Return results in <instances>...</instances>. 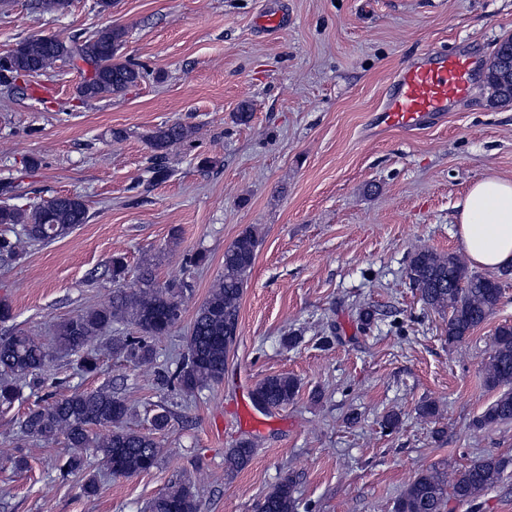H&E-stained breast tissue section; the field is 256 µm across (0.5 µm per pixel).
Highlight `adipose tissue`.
Wrapping results in <instances>:
<instances>
[{
  "label": "adipose tissue",
  "instance_id": "adipose-tissue-1",
  "mask_svg": "<svg viewBox=\"0 0 512 512\" xmlns=\"http://www.w3.org/2000/svg\"><path fill=\"white\" fill-rule=\"evenodd\" d=\"M457 222L470 263L490 270L512 264V181L489 174L474 182Z\"/></svg>",
  "mask_w": 512,
  "mask_h": 512
}]
</instances>
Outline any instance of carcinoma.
Here are the masks:
<instances>
[{
	"instance_id": "cac0c4a2",
	"label": "carcinoma",
	"mask_w": 512,
	"mask_h": 512,
	"mask_svg": "<svg viewBox=\"0 0 512 512\" xmlns=\"http://www.w3.org/2000/svg\"><path fill=\"white\" fill-rule=\"evenodd\" d=\"M125 30L108 25L93 34L46 42L30 35L0 56V87L13 89L23 76L50 77L60 60L82 75L78 93L86 100H103L124 92L146 77L138 64L119 55ZM491 98L512 102V37L494 50L486 72ZM194 131L181 123L161 124L145 135L152 152L151 181L168 179L173 171L167 159L173 149L191 141ZM87 220V207L78 195H59L34 206L0 205L1 226H21L24 238L0 236V252L10 258L22 255V244H48L70 235ZM261 235L250 227L224 249V269L208 296L197 308L185 338L186 355L174 370L163 374L179 391L191 394L223 380L227 355L239 325L240 301L254 266ZM152 258L143 261L136 283L125 287L127 266L121 255L112 256L109 268L117 284L108 302L56 324L52 344L18 331L0 338V406L9 407L20 395L19 382L38 375L53 354H81L86 373L98 369L100 353L93 342L112 331L115 324L135 328V336H110L108 348L123 353L137 365L154 362L151 342L168 335L181 321L187 284L175 280L160 284ZM407 277L429 308L450 310L446 324L448 344L464 342L495 312L503 296L502 282L469 270L455 253L429 248L416 250L409 259ZM485 388L498 391L496 399L474 420L484 428L512 421V325L498 326L491 352L482 368ZM299 381L288 375L261 379L253 401L267 408L292 402ZM129 408L109 389L74 390L30 410L20 422L28 437L53 443L62 437L70 448H93L103 456L112 474L129 477L153 468L163 449L150 434L124 428ZM253 443L242 441L224 457L228 473L242 470L252 459ZM504 462L495 456L480 457L469 465L449 470L431 467L414 476L397 499L395 512H446L449 499L459 503L476 500L496 485ZM149 512H202L201 502L186 484H172L148 505ZM259 512H297L294 481L275 484L258 506Z\"/></svg>"
}]
</instances>
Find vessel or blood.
<instances>
[{"mask_svg":"<svg viewBox=\"0 0 512 512\" xmlns=\"http://www.w3.org/2000/svg\"><path fill=\"white\" fill-rule=\"evenodd\" d=\"M466 54L432 51L393 78L380 117L384 127L416 132L444 119L449 106L470 91Z\"/></svg>","mask_w":512,"mask_h":512,"instance_id":"b4317fda","label":"vessel or blood"}]
</instances>
